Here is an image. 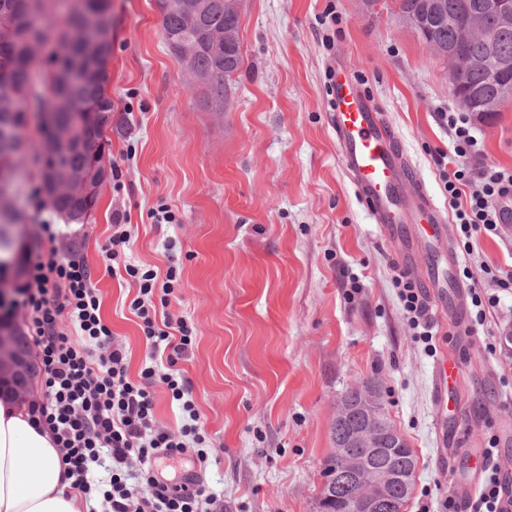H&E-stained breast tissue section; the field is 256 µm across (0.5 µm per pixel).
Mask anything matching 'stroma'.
I'll list each match as a JSON object with an SVG mask.
<instances>
[{
    "instance_id": "obj_1",
    "label": "stroma",
    "mask_w": 512,
    "mask_h": 512,
    "mask_svg": "<svg viewBox=\"0 0 512 512\" xmlns=\"http://www.w3.org/2000/svg\"><path fill=\"white\" fill-rule=\"evenodd\" d=\"M396 8L395 0H378L369 13L360 0H239L243 63L217 112L206 83L165 44L155 0H112L116 173L89 222L63 227L53 243L37 226L58 215L37 212L31 196L19 202L28 256L74 253L93 269L102 316L128 351L131 377L140 374L146 343L129 309L134 289L102 263L115 213L132 226L127 260L176 266L167 311L195 331L178 367L201 413L210 462L162 457L156 470L172 483L197 476L224 512H317L337 406L373 376L419 461L405 512H440L490 438L501 466L512 468V437L503 436L512 427V356L500 343L512 327V291L500 292L480 324L468 305L454 318L433 312V340L424 345L393 283V247L346 176L330 126L325 73L338 64L393 122L411 179L447 203L451 138L440 114L457 104L448 62ZM330 9L337 23L326 22ZM473 124L484 141L479 165L512 168V103ZM161 204L175 223L153 222ZM448 238L472 278L485 264L512 272V223L478 236L469 253L456 232ZM446 355L460 366L467 412L449 422L442 459L432 384Z\"/></svg>"
}]
</instances>
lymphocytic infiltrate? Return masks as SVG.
<instances>
[{
  "mask_svg": "<svg viewBox=\"0 0 512 512\" xmlns=\"http://www.w3.org/2000/svg\"><path fill=\"white\" fill-rule=\"evenodd\" d=\"M446 120L453 152L444 189L456 233L470 243L482 233L498 234L512 203V168L469 167L468 159L481 154L482 142L467 114L452 111ZM112 229L105 259L122 263L137 290L131 309L147 348L140 375L135 380L128 375L126 352L101 316L100 293L86 261L74 254L39 257L27 268L20 306L40 348L45 392L28 409L51 431L73 489L85 498H100L102 512H211L215 495L189 479L166 482L155 469L162 457L191 454L199 463L209 460L200 413L177 367L193 329L186 320L161 312L179 274L173 266L161 275L122 260L131 233L119 218ZM394 282L420 340L430 343L432 325L417 286L400 271ZM64 318L69 328L61 327ZM159 384L166 385L182 413L179 432L155 424L153 388Z\"/></svg>",
  "mask_w": 512,
  "mask_h": 512,
  "instance_id": "1",
  "label": "lymphocytic infiltrate"
}]
</instances>
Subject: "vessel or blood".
I'll return each instance as SVG.
<instances>
[{
    "label": "vessel or blood",
    "instance_id": "1",
    "mask_svg": "<svg viewBox=\"0 0 512 512\" xmlns=\"http://www.w3.org/2000/svg\"><path fill=\"white\" fill-rule=\"evenodd\" d=\"M329 110L342 163L357 194L364 200L369 215L382 237L390 242L409 237L410 242L398 250L396 263L413 279L423 281L437 309L455 311L464 293L456 279L459 260L449 252L446 260H433L428 268L416 265L412 243L421 239L439 242L445 235L444 216L426 186H418L415 204L423 222L408 229L401 226V184L408 164L403 153L393 147L394 130L384 112L368 104L361 88L344 70H337L330 81ZM458 365L441 359L433 377V391L439 412L460 415L456 394Z\"/></svg>",
    "mask_w": 512,
    "mask_h": 512
}]
</instances>
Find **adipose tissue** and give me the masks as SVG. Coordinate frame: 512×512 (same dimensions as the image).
I'll list each match as a JSON object with an SVG mask.
<instances>
[{
    "label": "adipose tissue",
    "instance_id": "ef3b65f1",
    "mask_svg": "<svg viewBox=\"0 0 512 512\" xmlns=\"http://www.w3.org/2000/svg\"><path fill=\"white\" fill-rule=\"evenodd\" d=\"M71 487L48 428L26 405L0 397V512H89Z\"/></svg>",
    "mask_w": 512,
    "mask_h": 512
}]
</instances>
